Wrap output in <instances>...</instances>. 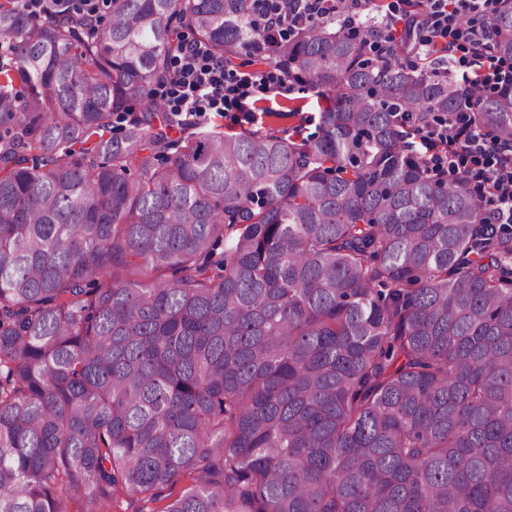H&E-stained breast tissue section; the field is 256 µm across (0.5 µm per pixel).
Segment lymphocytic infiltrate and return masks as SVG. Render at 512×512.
I'll return each mask as SVG.
<instances>
[{"label":"lymphocytic infiltrate","instance_id":"1","mask_svg":"<svg viewBox=\"0 0 512 512\" xmlns=\"http://www.w3.org/2000/svg\"><path fill=\"white\" fill-rule=\"evenodd\" d=\"M510 4L512 0H399L375 48L380 57L391 58L402 50L406 35L419 33L416 53L437 60L428 74L448 78L470 101L475 91L512 84V70L491 54L488 44L491 17ZM284 84L282 74L239 72L213 59L205 45L193 42L175 61L165 101L181 127L230 110L242 112L252 122L255 91L268 92ZM406 142L422 159L429 177L445 174L456 181L479 182L488 224L495 228L512 224L511 138H494L476 129L463 109L452 121L425 134L408 131Z\"/></svg>","mask_w":512,"mask_h":512}]
</instances>
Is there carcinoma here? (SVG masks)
I'll return each instance as SVG.
<instances>
[{
    "mask_svg": "<svg viewBox=\"0 0 512 512\" xmlns=\"http://www.w3.org/2000/svg\"><path fill=\"white\" fill-rule=\"evenodd\" d=\"M39 2L0 0V512H512V228L404 155L457 86L348 0L272 51L289 0ZM182 31L318 89L321 135L171 139Z\"/></svg>",
    "mask_w": 512,
    "mask_h": 512,
    "instance_id": "cac0c4a2",
    "label": "carcinoma"
}]
</instances>
